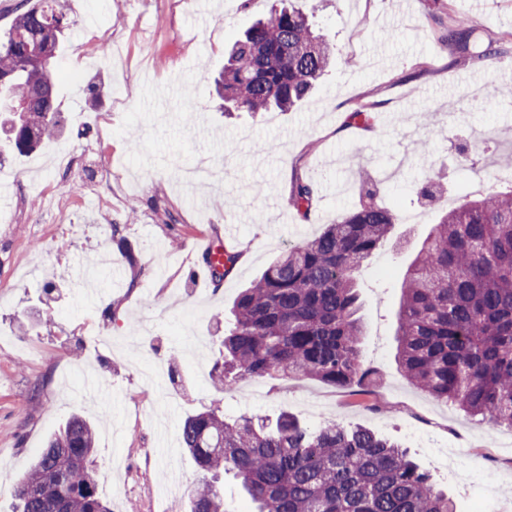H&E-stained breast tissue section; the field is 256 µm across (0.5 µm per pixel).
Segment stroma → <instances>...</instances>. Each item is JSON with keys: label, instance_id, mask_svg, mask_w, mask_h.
I'll list each match as a JSON object with an SVG mask.
<instances>
[{"label": "stroma", "instance_id": "35a3bbf8", "mask_svg": "<svg viewBox=\"0 0 512 512\" xmlns=\"http://www.w3.org/2000/svg\"><path fill=\"white\" fill-rule=\"evenodd\" d=\"M73 23L54 68L64 136L0 167V512L62 419L93 422L99 493L112 512H183L200 473L178 425L289 413L316 428L363 425L405 447L456 512L512 505V429L479 424L412 386L395 360L404 273L438 212L512 172V47L468 68L439 39L466 18L479 42L512 32V0H293L335 47L295 110L225 112L213 79L242 30L278 0H61ZM374 107L371 130L348 127ZM316 185L309 214L288 203ZM435 183L441 195L422 194ZM395 211L386 244L356 275L367 396L302 377L217 390L210 370L241 288L269 262L358 205L361 186ZM137 201L129 216V201ZM241 257L208 285L200 237ZM59 296L35 321L43 286Z\"/></svg>", "mask_w": 512, "mask_h": 512}]
</instances>
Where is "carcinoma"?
<instances>
[{"label":"carcinoma","mask_w":512,"mask_h":512,"mask_svg":"<svg viewBox=\"0 0 512 512\" xmlns=\"http://www.w3.org/2000/svg\"><path fill=\"white\" fill-rule=\"evenodd\" d=\"M0 42V163L26 156L61 134L57 39L40 64L26 53L51 23L70 29L58 0H20ZM441 42L469 62L474 28L448 25ZM512 33L481 55L498 58ZM333 47L299 9H273L250 25L215 79L224 109L297 108L329 68ZM25 103L21 111L15 110ZM311 181L293 183L289 204L307 212ZM396 215L369 190L338 223L274 259L238 295L213 371L221 391L251 377L295 375L370 394L378 373L359 354L355 274L382 247ZM240 254L224 251L215 281ZM398 361L408 382L494 427L512 428V191L489 192L452 211L423 240L402 282ZM182 447L210 478L194 484L188 512H226L218 479L234 472L254 512H456L452 499L400 444L363 427L328 421L315 430L288 414L275 423L212 409L179 427ZM92 424L68 416L18 481L13 512H112L98 493Z\"/></svg>","instance_id":"obj_1"}]
</instances>
